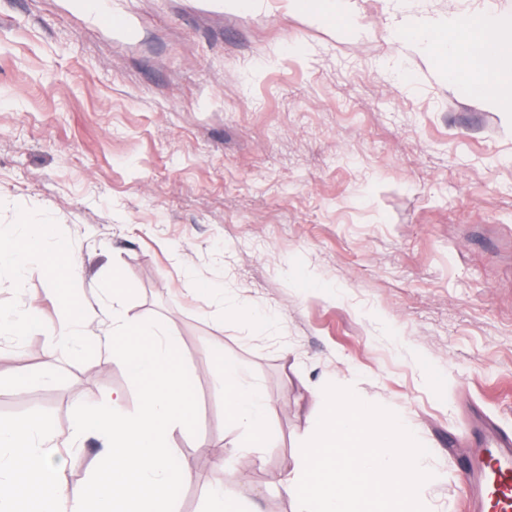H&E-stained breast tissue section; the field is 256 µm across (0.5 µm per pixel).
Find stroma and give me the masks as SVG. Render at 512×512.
Listing matches in <instances>:
<instances>
[{
	"mask_svg": "<svg viewBox=\"0 0 512 512\" xmlns=\"http://www.w3.org/2000/svg\"><path fill=\"white\" fill-rule=\"evenodd\" d=\"M512 23V0H0V224L49 213L99 307L120 269L131 319L180 350L198 433L170 437L206 491L293 512L299 462L332 383L406 419L430 450L427 512H454L473 416L512 435V112L450 75L438 28ZM222 287L220 310L195 283ZM66 323L47 279L0 302ZM46 337H0V377L38 369ZM270 403L271 443L217 466L245 432L224 417L220 358ZM65 382L0 389L7 413L138 404L126 369L62 357Z\"/></svg>",
	"mask_w": 512,
	"mask_h": 512,
	"instance_id": "stroma-1",
	"label": "stroma"
}]
</instances>
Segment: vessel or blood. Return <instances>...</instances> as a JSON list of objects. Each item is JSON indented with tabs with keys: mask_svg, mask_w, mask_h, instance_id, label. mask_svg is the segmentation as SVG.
<instances>
[{
	"mask_svg": "<svg viewBox=\"0 0 512 512\" xmlns=\"http://www.w3.org/2000/svg\"><path fill=\"white\" fill-rule=\"evenodd\" d=\"M461 472L464 512H512V438L480 431Z\"/></svg>",
	"mask_w": 512,
	"mask_h": 512,
	"instance_id": "1",
	"label": "vessel or blood"
}]
</instances>
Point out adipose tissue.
<instances>
[{"label": "adipose tissue", "instance_id": "ef3b65f1", "mask_svg": "<svg viewBox=\"0 0 512 512\" xmlns=\"http://www.w3.org/2000/svg\"><path fill=\"white\" fill-rule=\"evenodd\" d=\"M444 39V50L455 59L457 70L469 74V86L478 96L502 106L512 103V31H504L499 20L485 16L449 27ZM479 40L495 47L496 55L489 58L471 55V46ZM222 367L226 419L246 430L242 447H267L270 441L267 399L258 387L246 381L237 363L226 360Z\"/></svg>", "mask_w": 512, "mask_h": 512}]
</instances>
